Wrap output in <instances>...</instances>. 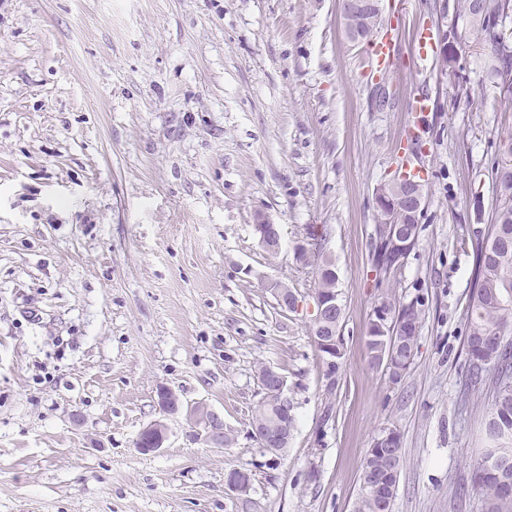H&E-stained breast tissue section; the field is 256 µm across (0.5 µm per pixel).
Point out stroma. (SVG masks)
Returning <instances> with one entry per match:
<instances>
[{"label":"stroma","instance_id":"1","mask_svg":"<svg viewBox=\"0 0 512 512\" xmlns=\"http://www.w3.org/2000/svg\"><path fill=\"white\" fill-rule=\"evenodd\" d=\"M455 4L381 0L377 67L341 0H0V512H353L388 429L405 452L393 512H486L462 345L512 107L483 51L453 77L417 59V32L446 31ZM404 164L426 206L403 267L379 276L375 192ZM324 259L343 309L331 392L312 333ZM387 293L422 312L396 383L364 346ZM262 365L287 380L283 456L252 434ZM162 385L223 418L231 445L180 414L140 452Z\"/></svg>","mask_w":512,"mask_h":512}]
</instances>
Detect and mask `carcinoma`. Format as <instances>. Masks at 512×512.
Returning <instances> with one entry per match:
<instances>
[{
    "instance_id": "obj_1",
    "label": "carcinoma",
    "mask_w": 512,
    "mask_h": 512,
    "mask_svg": "<svg viewBox=\"0 0 512 512\" xmlns=\"http://www.w3.org/2000/svg\"><path fill=\"white\" fill-rule=\"evenodd\" d=\"M456 13L466 21L464 30H449L459 44L461 54L472 47H480L491 60L490 75L503 93L501 103L512 107V41L502 40L491 31V21L504 15L512 19V0H457ZM378 0H368L367 9L357 17L346 19V27L354 40H369L380 23ZM504 156L502 165L496 166L495 192L498 206L491 235L499 236L493 254H488L484 241L477 245L476 265L473 273L469 312L463 347L466 355L467 378L470 393L484 397V448L473 467L472 487L484 498L487 512H512V499L502 498L497 473L512 475V173L501 174V166L512 169V134L500 139ZM336 272L322 265L318 290L337 293ZM384 305L408 319L410 327L404 334V352L390 372L394 381L400 379L411 366L418 341L416 325L421 323L416 303L397 304L391 297L382 299ZM342 308L336 310V321H314L313 334L340 333ZM388 335L376 326L365 336V346L371 360L380 359L387 347ZM343 338H338L336 351L323 353L330 359L326 377L328 390H333L344 358ZM271 398H266L252 420L253 428L277 425ZM370 465L377 473L385 472L389 460L382 448H370ZM396 491L375 495L359 489L354 512H391Z\"/></svg>"
}]
</instances>
